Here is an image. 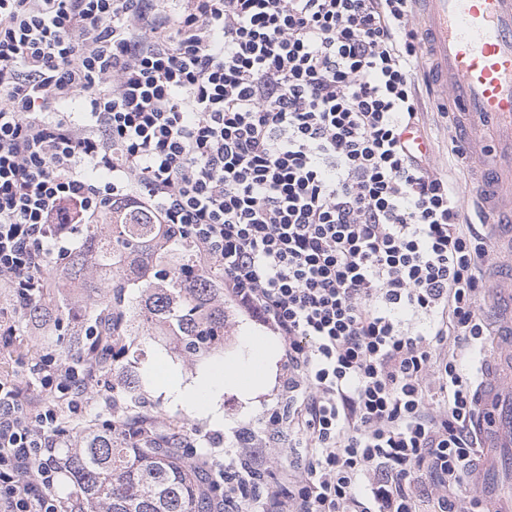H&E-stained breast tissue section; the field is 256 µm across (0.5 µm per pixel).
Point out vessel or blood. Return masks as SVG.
<instances>
[{"instance_id": "b4317fda", "label": "vessel or blood", "mask_w": 512, "mask_h": 512, "mask_svg": "<svg viewBox=\"0 0 512 512\" xmlns=\"http://www.w3.org/2000/svg\"><path fill=\"white\" fill-rule=\"evenodd\" d=\"M429 79L457 109L455 136L477 162L474 195L498 252L512 257V0H418ZM487 303L501 320L478 389L482 461L472 485L493 495L512 475V269Z\"/></svg>"}]
</instances>
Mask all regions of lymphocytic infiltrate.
I'll use <instances>...</instances> for the list:
<instances>
[{
  "label": "lymphocytic infiltrate",
  "mask_w": 512,
  "mask_h": 512,
  "mask_svg": "<svg viewBox=\"0 0 512 512\" xmlns=\"http://www.w3.org/2000/svg\"><path fill=\"white\" fill-rule=\"evenodd\" d=\"M413 0H0V288L150 210L281 346L257 423L173 434L213 512H485L470 424L498 254L425 138ZM83 98L78 114L61 106ZM103 178L91 177V170ZM0 378V512H64L84 364ZM284 464L271 491L249 478Z\"/></svg>",
  "instance_id": "1"
}]
</instances>
